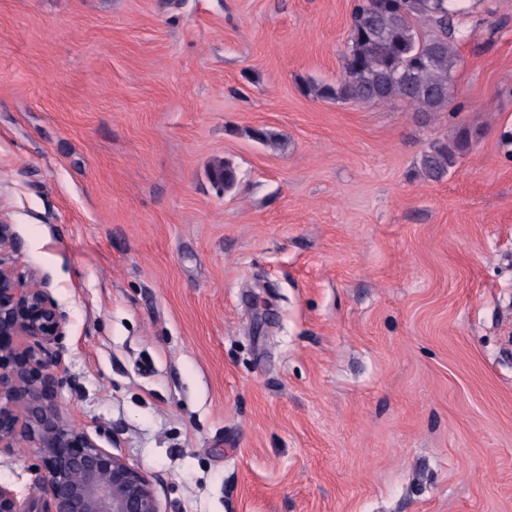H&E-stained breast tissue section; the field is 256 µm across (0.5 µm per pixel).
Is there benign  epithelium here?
<instances>
[{
  "label": "benign epithelium",
  "mask_w": 512,
  "mask_h": 512,
  "mask_svg": "<svg viewBox=\"0 0 512 512\" xmlns=\"http://www.w3.org/2000/svg\"><path fill=\"white\" fill-rule=\"evenodd\" d=\"M0 258V451L25 447L39 492L0 485V512H160L148 473L66 423L57 403L66 315L47 282Z\"/></svg>",
  "instance_id": "benign-epithelium-1"
}]
</instances>
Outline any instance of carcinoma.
Listing matches in <instances>:
<instances>
[{"mask_svg":"<svg viewBox=\"0 0 512 512\" xmlns=\"http://www.w3.org/2000/svg\"><path fill=\"white\" fill-rule=\"evenodd\" d=\"M452 0H355L336 84L310 82L315 99L385 104L400 101L418 112L448 106L458 65ZM470 131L460 128L449 140L436 142L420 159L425 179L439 181L469 146ZM212 181L228 191L237 170L227 160L210 165Z\"/></svg>","mask_w":512,"mask_h":512,"instance_id":"1","label":"carcinoma"}]
</instances>
